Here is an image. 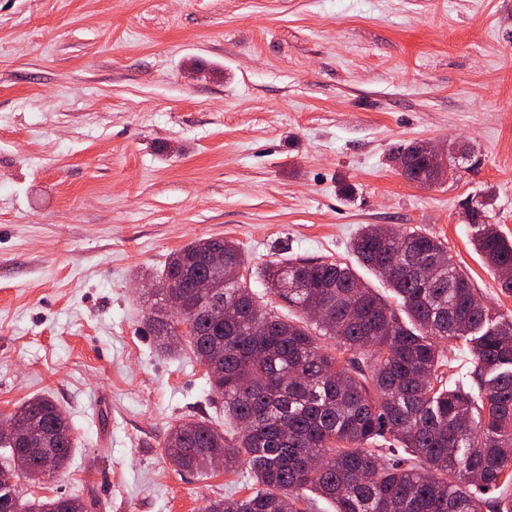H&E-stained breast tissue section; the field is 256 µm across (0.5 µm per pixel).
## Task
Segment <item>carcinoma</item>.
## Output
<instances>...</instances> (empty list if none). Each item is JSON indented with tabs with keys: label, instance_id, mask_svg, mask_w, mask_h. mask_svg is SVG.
Here are the masks:
<instances>
[{
	"label": "carcinoma",
	"instance_id": "1",
	"mask_svg": "<svg viewBox=\"0 0 512 512\" xmlns=\"http://www.w3.org/2000/svg\"><path fill=\"white\" fill-rule=\"evenodd\" d=\"M398 159L409 180H439L417 146L398 147ZM472 243L512 294V277L503 278L512 271V239L477 213ZM352 252L385 279L409 322L347 262L290 257L256 272L299 312L288 318L267 310L238 274L245 258L234 241L200 239L169 256L150 332L165 353L191 350L237 427L229 439L206 420L177 424L166 437L169 460L205 477L217 458L233 472L248 456L258 488L212 501L205 512H306V491L335 512H512V494L484 497L512 481V315L482 304L444 243L418 228L365 225ZM410 263L428 267L429 277L406 275ZM200 277L214 283L203 297L194 288ZM455 341L473 354L468 387L440 373L451 363L441 343ZM14 415L40 426L47 448L0 435L10 452L0 476L12 478L0 484V512H87L95 499L22 500L20 479L64 473L73 434L45 396Z\"/></svg>",
	"mask_w": 512,
	"mask_h": 512
}]
</instances>
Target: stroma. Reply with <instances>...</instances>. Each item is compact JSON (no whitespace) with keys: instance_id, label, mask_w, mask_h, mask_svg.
Wrapping results in <instances>:
<instances>
[{"instance_id":"stroma-1","label":"stroma","mask_w":512,"mask_h":512,"mask_svg":"<svg viewBox=\"0 0 512 512\" xmlns=\"http://www.w3.org/2000/svg\"><path fill=\"white\" fill-rule=\"evenodd\" d=\"M419 142L447 153L436 184L390 160ZM477 205L512 237V0H0V420L44 395L75 438L25 498L203 512L249 494L247 465L202 479L167 459L176 424L233 430L204 366L146 324L174 251L226 238L253 272L283 246L350 262L363 225L418 227L512 313Z\"/></svg>"}]
</instances>
